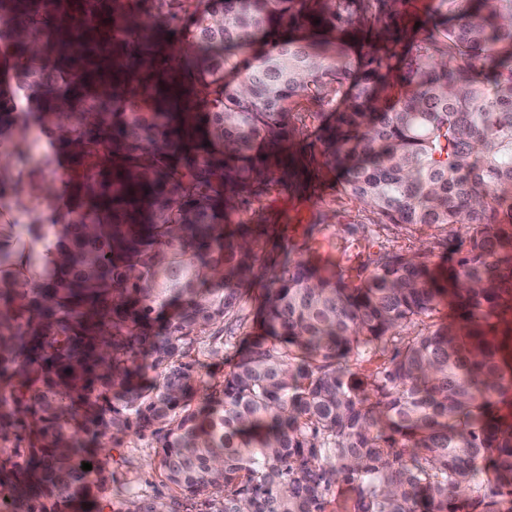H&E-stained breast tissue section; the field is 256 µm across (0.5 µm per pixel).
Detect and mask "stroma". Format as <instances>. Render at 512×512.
<instances>
[{
    "label": "stroma",
    "instance_id": "35a3bbf8",
    "mask_svg": "<svg viewBox=\"0 0 512 512\" xmlns=\"http://www.w3.org/2000/svg\"><path fill=\"white\" fill-rule=\"evenodd\" d=\"M311 153L319 171L317 188L312 192H284L272 189L252 200L233 216L237 224H269L264 263L278 260L286 245H293V257L316 267L335 262L342 251H354L357 261L386 248L397 253L419 249L430 252L434 263H448L461 241L464 226L453 225L442 231L424 225L381 224L370 209L336 189V177L325 164L321 147ZM112 495L105 512H125L129 500L164 501L170 495L156 466L155 442L151 437H113Z\"/></svg>",
    "mask_w": 512,
    "mask_h": 512
}]
</instances>
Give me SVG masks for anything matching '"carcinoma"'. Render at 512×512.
<instances>
[{
    "label": "carcinoma",
    "instance_id": "obj_1",
    "mask_svg": "<svg viewBox=\"0 0 512 512\" xmlns=\"http://www.w3.org/2000/svg\"><path fill=\"white\" fill-rule=\"evenodd\" d=\"M397 2L0 0V197L32 214L0 224V440H26L0 512H103L104 439L131 432L204 512H512V0L418 27ZM298 99L336 103L311 136L379 223L468 229L454 267L260 263L268 225L231 216L315 190ZM265 275L235 362L201 375Z\"/></svg>",
    "mask_w": 512,
    "mask_h": 512
}]
</instances>
